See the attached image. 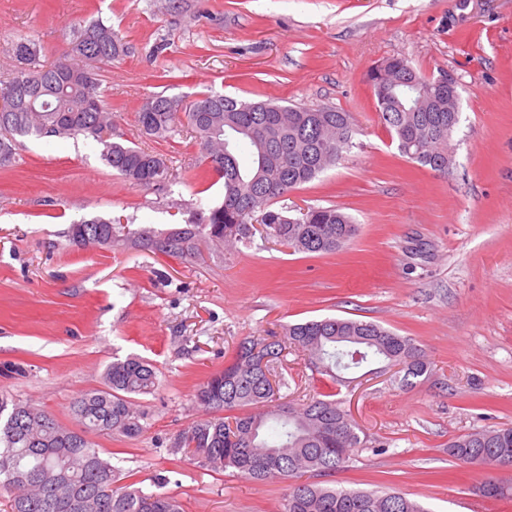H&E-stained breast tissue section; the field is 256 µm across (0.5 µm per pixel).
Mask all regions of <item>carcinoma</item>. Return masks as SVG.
Returning <instances> with one entry per match:
<instances>
[{
  "label": "carcinoma",
  "mask_w": 512,
  "mask_h": 512,
  "mask_svg": "<svg viewBox=\"0 0 512 512\" xmlns=\"http://www.w3.org/2000/svg\"><path fill=\"white\" fill-rule=\"evenodd\" d=\"M44 47L20 34L11 41L14 70L0 77V166L13 158L17 138L46 140L90 136L103 145L102 157L125 181L158 193L172 192L167 159L136 145L112 141V113L104 100L102 72L130 53L129 44L101 19L72 30L68 49L51 62ZM368 81L379 118L400 153L435 173L448 172L450 142L460 107L446 96L428 95L434 79L420 75L404 57L373 68ZM196 134L204 162L224 178L221 204L196 212L186 224L168 229L122 228L115 219L81 221L88 245L133 248L184 261L201 244L235 250L252 243L253 224L263 239L298 253L334 254L356 235L357 226L336 207L311 208L296 218L280 199L335 165L353 147L351 117L334 107L282 105L204 93L185 107L163 95L147 99L137 112L142 133L163 138L179 117ZM307 356L334 381L343 374L383 363L401 373L405 387L431 370L415 339L374 322L325 317L289 324L283 336L246 338L224 370L196 390L206 411L175 442V451L213 472L228 469L253 480L292 479L283 512H428L399 491L321 487L302 480L348 466L353 449L366 441L360 428L331 394L303 403L280 402L279 379L270 384L286 350ZM104 388L70 405L77 427L0 389V496L11 512H181L166 493L130 482L114 486L119 470L95 448L94 435L135 437L144 412L135 403L158 385L156 372L138 357L116 359L104 371ZM448 455L479 466L495 459L512 467V427L483 428L448 443ZM25 474L18 481L15 475ZM486 498H512V483L494 477L477 487Z\"/></svg>",
  "instance_id": "cac0c4a2"
}]
</instances>
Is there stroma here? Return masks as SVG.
Returning a JSON list of instances; mask_svg holds the SVG:
<instances>
[{
  "label": "stroma",
  "instance_id": "obj_1",
  "mask_svg": "<svg viewBox=\"0 0 512 512\" xmlns=\"http://www.w3.org/2000/svg\"><path fill=\"white\" fill-rule=\"evenodd\" d=\"M165 2L0 0V76L18 34L55 57L74 25L99 18L130 43L103 77L112 138L163 154L176 179L162 197L113 172L93 138L21 139L0 167V387L67 425L114 358H146L160 387L139 398L145 429L94 436L101 454L183 512H281L286 482L174 452L204 414L198 385L243 338L326 316L377 322L424 349L431 371L413 387L388 370L335 384L294 354L277 368L288 397L335 392L367 440L319 484L395 489L430 512H512L476 495L488 470L448 454L457 435L512 426V0ZM392 57L456 82L448 173L401 156L380 121L368 73ZM206 92L350 114L354 148L284 200L349 214L357 233L343 250L295 253L258 237L242 253L206 246L183 262L70 243V226L95 216L165 229L220 203L223 181L203 173L185 121L164 139L135 122L151 96Z\"/></svg>",
  "mask_w": 512,
  "mask_h": 512
}]
</instances>
